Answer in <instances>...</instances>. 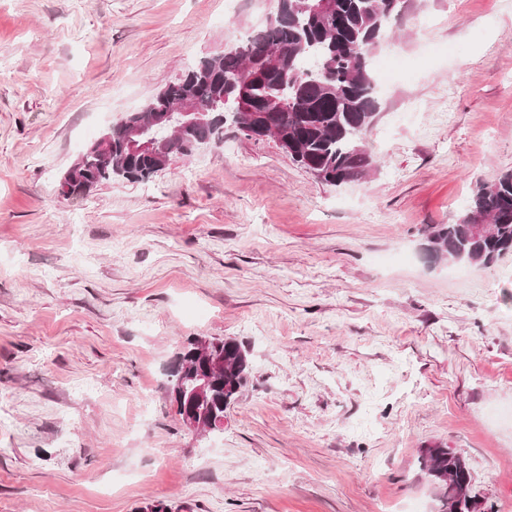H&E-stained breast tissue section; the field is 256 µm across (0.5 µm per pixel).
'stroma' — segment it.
<instances>
[{
    "mask_svg": "<svg viewBox=\"0 0 512 512\" xmlns=\"http://www.w3.org/2000/svg\"><path fill=\"white\" fill-rule=\"evenodd\" d=\"M270 8L0 0V512H438L435 444L466 459L476 512H512V253H419L512 171V0H407L359 182L228 124L149 181L61 191ZM195 336L252 365L203 438L168 394Z\"/></svg>",
    "mask_w": 512,
    "mask_h": 512,
    "instance_id": "1",
    "label": "stroma"
}]
</instances>
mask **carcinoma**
Returning a JSON list of instances; mask_svg holds the SVG:
<instances>
[{
	"label": "carcinoma",
	"instance_id": "obj_1",
	"mask_svg": "<svg viewBox=\"0 0 512 512\" xmlns=\"http://www.w3.org/2000/svg\"><path fill=\"white\" fill-rule=\"evenodd\" d=\"M337 14L312 9L313 0H290L288 19L274 20L232 47L202 57L167 84L145 112L128 114L112 126L105 152L84 153L69 173L71 193L84 179L94 185L113 179L144 182L162 171L158 163L131 158L125 148L126 122H145L153 112H169L182 100H194L219 118L188 137L170 128L159 133L161 155H188L190 138L219 142L224 116L243 97L255 112H268L288 134V155L328 185L364 179L373 163L367 135L377 108L371 56L386 32L397 24L404 0H341ZM486 224V233L472 225ZM512 252V172L482 183L456 222L434 224L422 244L428 261L488 266ZM228 366L216 380L210 411L224 415L248 386L251 360L235 341L220 348ZM421 471L437 489L441 512L448 504L472 512V480L463 456L436 445L422 449Z\"/></svg>",
	"mask_w": 512,
	"mask_h": 512
}]
</instances>
